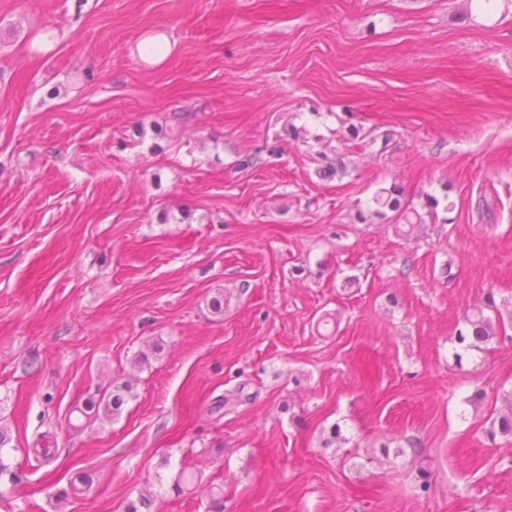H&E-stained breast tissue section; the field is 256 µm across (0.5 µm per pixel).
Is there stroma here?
Wrapping results in <instances>:
<instances>
[{"mask_svg":"<svg viewBox=\"0 0 512 512\" xmlns=\"http://www.w3.org/2000/svg\"><path fill=\"white\" fill-rule=\"evenodd\" d=\"M394 183L439 202L403 236L360 219ZM490 292L512 0H0V512H512V328L453 355ZM141 56L150 59L152 63L163 62L171 52V45L166 36L149 37L138 46ZM97 392L98 393L86 397L82 407L77 406L78 411L81 412L86 419L94 416L99 417L100 411L106 416L112 414V417H114L118 415L125 403V397L120 392L119 387L113 386L112 390L106 389L103 392L101 389H98ZM502 397L507 403V409L491 421L487 434L492 439H495L498 435L512 439V390L504 391ZM199 488L202 491H207L211 501L216 505H219L224 498L223 485L214 486L212 482L205 484L201 472L187 471L185 469L180 471L175 478L172 490L180 495L186 493L187 490Z\"/></svg>","mask_w":512,"mask_h":512,"instance_id":"35a3bbf8","label":"stroma"}]
</instances>
